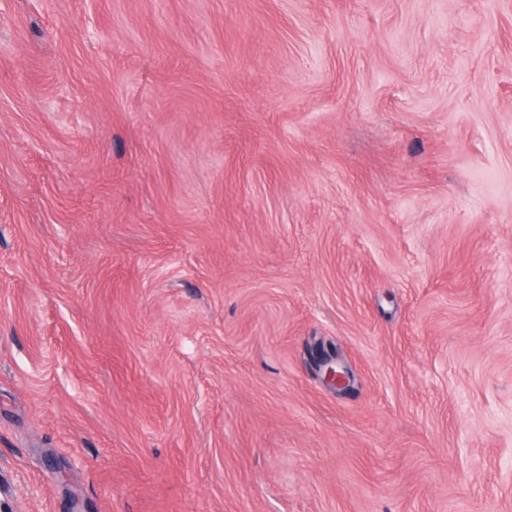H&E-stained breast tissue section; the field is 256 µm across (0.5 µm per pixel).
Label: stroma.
<instances>
[{"label": "stroma", "mask_w": 512, "mask_h": 512, "mask_svg": "<svg viewBox=\"0 0 512 512\" xmlns=\"http://www.w3.org/2000/svg\"><path fill=\"white\" fill-rule=\"evenodd\" d=\"M0 476L512 512V0H0ZM314 358L326 384L334 387L337 392L347 390L350 386L352 374L339 360L336 351L325 346H319Z\"/></svg>", "instance_id": "35a3bbf8"}]
</instances>
